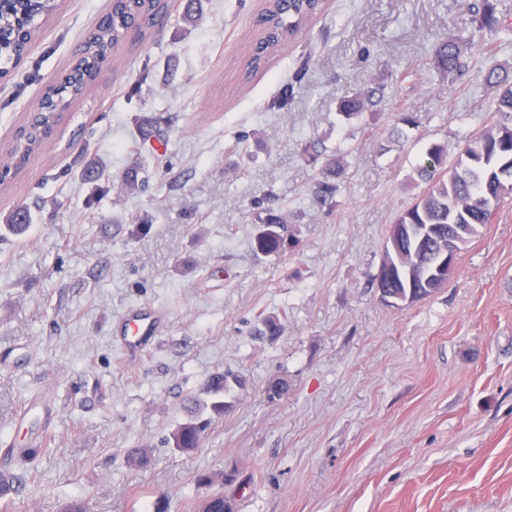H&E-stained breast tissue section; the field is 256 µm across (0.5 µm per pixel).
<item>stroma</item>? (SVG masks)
Returning <instances> with one entry per match:
<instances>
[{
	"label": "stroma",
	"mask_w": 512,
	"mask_h": 512,
	"mask_svg": "<svg viewBox=\"0 0 512 512\" xmlns=\"http://www.w3.org/2000/svg\"><path fill=\"white\" fill-rule=\"evenodd\" d=\"M124 40L63 111L57 133L0 183V512H198V472L235 471L231 512H512V195L460 250L435 294L386 305L372 284L387 230L426 189L433 145L456 157L494 120L486 53L461 0H325L265 67L250 71L265 0H202ZM112 0H60L23 61L0 76V163L49 82ZM467 69L427 59L447 35ZM406 72L396 82L397 72ZM382 86L375 111L337 103ZM291 93L277 106L282 89ZM416 123L398 122L400 112ZM345 166L331 210L311 206L327 155ZM105 170L86 180V164ZM127 175L144 182L123 192ZM293 213L291 243L259 248L260 201ZM145 228L133 232L135 220ZM167 315L137 358L116 339L130 308ZM274 317L277 335L263 320ZM244 384L196 450L169 444L209 377ZM283 398H268L275 379ZM49 389L55 426L36 457L13 418ZM134 448L151 452L135 467Z\"/></svg>",
	"instance_id": "obj_1"
}]
</instances>
